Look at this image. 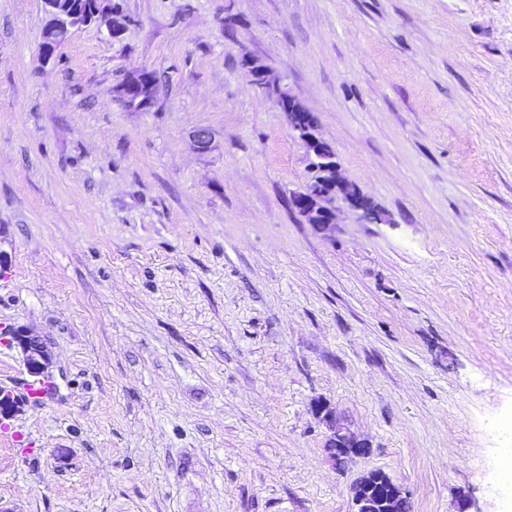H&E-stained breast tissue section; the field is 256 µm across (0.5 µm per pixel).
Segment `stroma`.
<instances>
[{
    "label": "stroma",
    "mask_w": 512,
    "mask_h": 512,
    "mask_svg": "<svg viewBox=\"0 0 512 512\" xmlns=\"http://www.w3.org/2000/svg\"><path fill=\"white\" fill-rule=\"evenodd\" d=\"M120 3L46 64L41 0H0V512H350L374 469L512 512V0ZM246 59L390 223L291 208L306 148ZM13 340L21 347L28 373L33 377L48 378L49 362L43 346L38 339L21 333L15 334ZM313 410L328 424L331 430L326 445L330 458L335 464L337 462L336 459H353L362 457L367 453L368 448H366V444L359 440L347 427L336 422V416L329 405L317 401L313 405Z\"/></svg>",
    "instance_id": "35a3bbf8"
}]
</instances>
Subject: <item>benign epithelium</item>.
<instances>
[{
  "label": "benign epithelium",
  "mask_w": 512,
  "mask_h": 512,
  "mask_svg": "<svg viewBox=\"0 0 512 512\" xmlns=\"http://www.w3.org/2000/svg\"><path fill=\"white\" fill-rule=\"evenodd\" d=\"M44 23L41 29L40 52L45 62L54 59L58 50L79 29L91 24H103L111 38L119 37L126 27L127 19L121 12L112 9L109 0H71L67 12L59 11L56 0H42ZM148 72L141 71L134 75V82L126 86H117V98L122 101L134 99L138 91L139 81L147 79ZM307 151L310 156V168L328 169L332 173L336 185L343 184L338 166L334 162L335 153L332 148L318 137L307 140ZM319 183L308 182L303 190L294 193L290 205L300 214L311 219L320 227H326L333 222L336 203L342 202L360 213V216L370 223L387 221L384 214L365 201L363 196L356 193L328 194L319 191ZM13 340L21 347L28 373L33 377H47L49 362L41 342L32 336L21 333L15 334ZM314 412L325 421L331 434L327 439L330 458L353 459L364 456L368 448L347 427L336 422V416L329 405L316 402ZM405 496L402 488L393 480L371 484L367 476H362L354 488L353 512H403Z\"/></svg>",
  "instance_id": "benign-epithelium-1"
}]
</instances>
